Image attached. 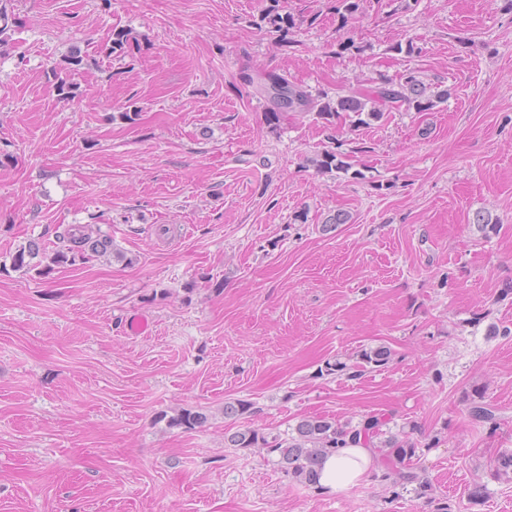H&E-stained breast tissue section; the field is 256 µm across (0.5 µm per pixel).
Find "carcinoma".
Wrapping results in <instances>:
<instances>
[{
	"instance_id": "obj_1",
	"label": "carcinoma",
	"mask_w": 512,
	"mask_h": 512,
	"mask_svg": "<svg viewBox=\"0 0 512 512\" xmlns=\"http://www.w3.org/2000/svg\"><path fill=\"white\" fill-rule=\"evenodd\" d=\"M8 0H0V45L9 39V31L15 24L14 14L8 11ZM293 21L282 16L276 6L267 7L261 14L256 26L267 27L281 35H286ZM137 38L129 29H115L101 53L108 59L127 53ZM248 83L255 86L256 93L267 102L264 114L266 123L275 126L286 112L315 113L326 124L334 123L343 112L353 114L351 123L355 127L366 126L372 121L384 117V108L398 109L404 105L415 108L418 112L429 111L437 100H444L451 95L449 90L427 93V88L409 72L397 78L381 77L378 84L365 98L354 95L340 96L334 100L325 95L314 96L308 91L292 84L286 77L275 74L260 73L248 78ZM315 165L320 170L340 169L344 162L336 153L326 150ZM94 225H72L56 233L57 249L50 257L51 264L73 265L76 260L88 258L85 246L92 239ZM40 254V248L30 243L21 246L12 257L15 269H33L31 261ZM391 350L386 346L367 350L361 359L374 367L388 364ZM208 420L206 413L188 408L181 409L170 419V424L187 431L202 427ZM388 422L379 415H372L356 425H339L336 420L323 416L300 420L290 436L286 438H269L261 429L247 426L231 434L224 435V444L228 448H261L269 455L276 456V464L290 479L305 485L316 483L318 467L325 455L339 448L363 445L378 449L384 467L383 478L395 485L414 486V490L423 494L429 488V478L425 469L419 465L415 443L405 436L388 433Z\"/></svg>"
}]
</instances>
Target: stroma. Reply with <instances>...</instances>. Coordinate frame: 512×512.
<instances>
[{
    "label": "stroma",
    "instance_id": "stroma-1",
    "mask_svg": "<svg viewBox=\"0 0 512 512\" xmlns=\"http://www.w3.org/2000/svg\"><path fill=\"white\" fill-rule=\"evenodd\" d=\"M357 2L345 17L339 0H279L295 23L282 37L256 25L270 0H12L0 512H512V480L492 471L512 454V335L491 333L512 328V11ZM116 28L137 43L109 60ZM76 51L61 75L79 96L63 101L48 77ZM259 70L331 97L411 71L451 95L358 128L299 112L272 127L246 81ZM327 149L347 169H317ZM61 224L95 225L116 257L13 268L29 242L54 252ZM378 346L381 369L327 370ZM237 400L255 414L225 417ZM190 407L203 428L169 426ZM371 415L415 442L429 495L377 477L323 494L224 445L246 425Z\"/></svg>",
    "mask_w": 512,
    "mask_h": 512
}]
</instances>
